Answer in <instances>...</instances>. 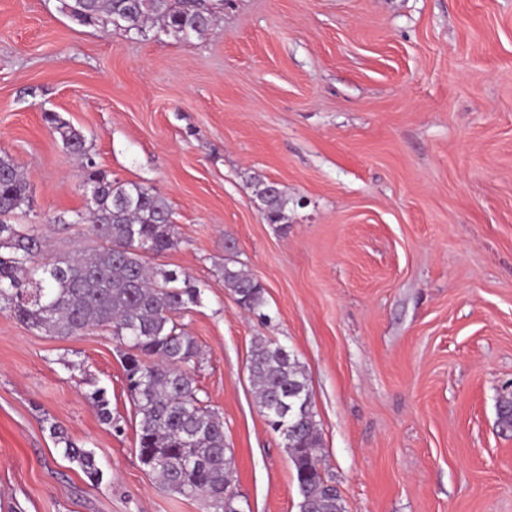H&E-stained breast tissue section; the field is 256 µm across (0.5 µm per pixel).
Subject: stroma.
Masks as SVG:
<instances>
[{
  "mask_svg": "<svg viewBox=\"0 0 512 512\" xmlns=\"http://www.w3.org/2000/svg\"><path fill=\"white\" fill-rule=\"evenodd\" d=\"M49 112L109 178L172 207L180 244L157 262L204 285L181 322L243 512L301 502L249 381L257 335L305 368L346 512H512V433L497 426L512 384V0H226L187 40L0 0V149L32 196L15 221L42 225L57 254L92 240L70 222L83 171ZM259 178L287 193V223L265 221ZM229 258L263 285L265 319L225 290ZM123 351L102 330L62 338L0 313V512H206L140 463ZM54 425L94 452L102 483ZM51 428V435H53L57 445H63L64 456L76 462L88 479L101 483L103 473L96 463L94 453L91 450L84 449L85 447H78L70 440L64 429L59 426L54 425Z\"/></svg>",
  "mask_w": 512,
  "mask_h": 512,
  "instance_id": "1",
  "label": "stroma"
}]
</instances>
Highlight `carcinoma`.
<instances>
[{"instance_id":"cac0c4a2","label":"carcinoma","mask_w":512,"mask_h":512,"mask_svg":"<svg viewBox=\"0 0 512 512\" xmlns=\"http://www.w3.org/2000/svg\"><path fill=\"white\" fill-rule=\"evenodd\" d=\"M65 10L79 25L110 24L126 32L141 33L159 20L163 31L182 39L203 35L215 17L204 0H66ZM46 120L81 160L90 203L71 223L82 226L96 246L45 258L41 225L11 223L31 207V196L15 159L0 151V312L60 337L103 329L126 345L123 369L139 416L140 462L171 492L204 500L208 512H236L224 421L199 396L188 366L200 348L177 322L199 303L201 285L150 264L180 243L168 199L137 182L112 180L96 168L80 130L56 113ZM255 195L268 223H284L288 197L278 185L260 181ZM220 274L243 310L263 315L264 287L251 273L226 263ZM248 371L259 410L288 431L283 440L302 496L300 512H346L340 491L322 469L310 380L295 355L256 336ZM91 398L101 421L112 424L106 390L95 389ZM497 424L512 432V393L498 400ZM51 435L88 479L102 482L92 451L58 426Z\"/></svg>"}]
</instances>
